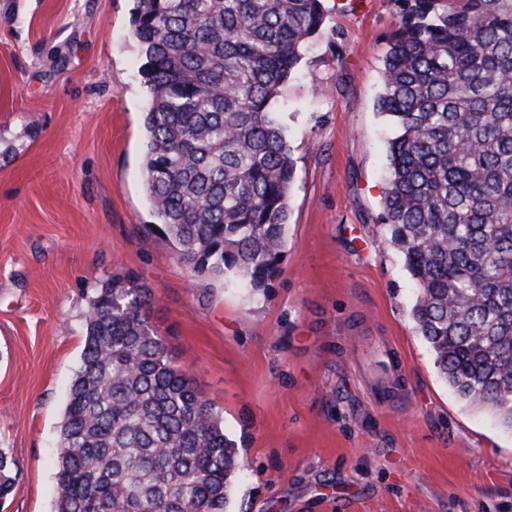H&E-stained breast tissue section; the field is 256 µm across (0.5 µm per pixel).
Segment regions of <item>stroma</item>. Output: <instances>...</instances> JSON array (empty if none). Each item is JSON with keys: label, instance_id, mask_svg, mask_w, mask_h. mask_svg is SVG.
<instances>
[{"label": "stroma", "instance_id": "stroma-1", "mask_svg": "<svg viewBox=\"0 0 512 512\" xmlns=\"http://www.w3.org/2000/svg\"><path fill=\"white\" fill-rule=\"evenodd\" d=\"M133 0H0V512H55L94 288L134 274L245 461L230 512H512V431L441 379L383 224L394 0H323L283 91L282 273L194 280L155 226Z\"/></svg>", "mask_w": 512, "mask_h": 512}]
</instances>
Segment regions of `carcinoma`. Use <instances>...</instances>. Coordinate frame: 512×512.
<instances>
[{"label":"carcinoma","instance_id":"1","mask_svg":"<svg viewBox=\"0 0 512 512\" xmlns=\"http://www.w3.org/2000/svg\"><path fill=\"white\" fill-rule=\"evenodd\" d=\"M378 110L384 224L442 379L512 430V0H394ZM322 0H134L142 177L195 276L280 273L295 163L282 87ZM131 274L94 289L56 456V512H227L248 465L152 323ZM0 451V497L15 485Z\"/></svg>","mask_w":512,"mask_h":512}]
</instances>
